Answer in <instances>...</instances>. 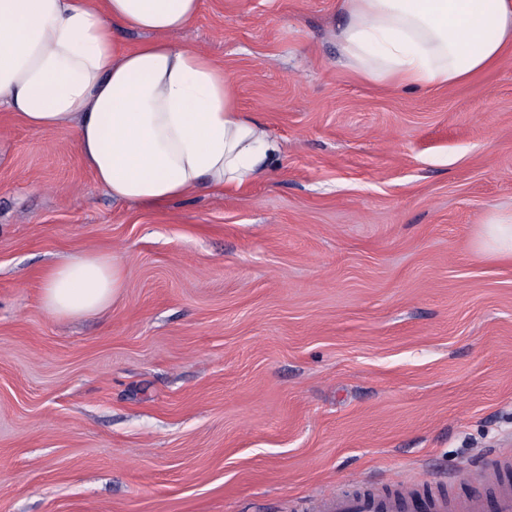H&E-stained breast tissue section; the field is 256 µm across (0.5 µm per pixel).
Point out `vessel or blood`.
<instances>
[{
    "instance_id": "1",
    "label": "vessel or blood",
    "mask_w": 512,
    "mask_h": 512,
    "mask_svg": "<svg viewBox=\"0 0 512 512\" xmlns=\"http://www.w3.org/2000/svg\"><path fill=\"white\" fill-rule=\"evenodd\" d=\"M472 480L478 491L344 485L307 502L308 512H512V455L490 458Z\"/></svg>"
}]
</instances>
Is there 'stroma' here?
<instances>
[{
  "label": "stroma",
  "mask_w": 512,
  "mask_h": 512,
  "mask_svg": "<svg viewBox=\"0 0 512 512\" xmlns=\"http://www.w3.org/2000/svg\"><path fill=\"white\" fill-rule=\"evenodd\" d=\"M336 0H201L174 43L223 66L279 164L113 203L70 127L0 109V512H300L344 481L463 474L512 449V54L384 88ZM120 257L119 301L51 317L41 275ZM477 248L486 257L512 261V215L482 225Z\"/></svg>",
  "instance_id": "1"
}]
</instances>
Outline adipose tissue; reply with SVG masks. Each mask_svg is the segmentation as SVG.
Listing matches in <instances>:
<instances>
[{
    "mask_svg": "<svg viewBox=\"0 0 512 512\" xmlns=\"http://www.w3.org/2000/svg\"><path fill=\"white\" fill-rule=\"evenodd\" d=\"M342 51L359 79L407 88L472 79L512 49V0H339ZM200 0H0V106L27 127L73 126L83 162L117 203L159 204L254 180L282 147L242 112L223 67L170 42ZM127 30L143 41H123ZM478 250L512 261V215L482 225ZM113 256L85 252L47 268L57 318L113 306Z\"/></svg>",
    "mask_w": 512,
    "mask_h": 512,
    "instance_id": "obj_1",
    "label": "adipose tissue"
}]
</instances>
